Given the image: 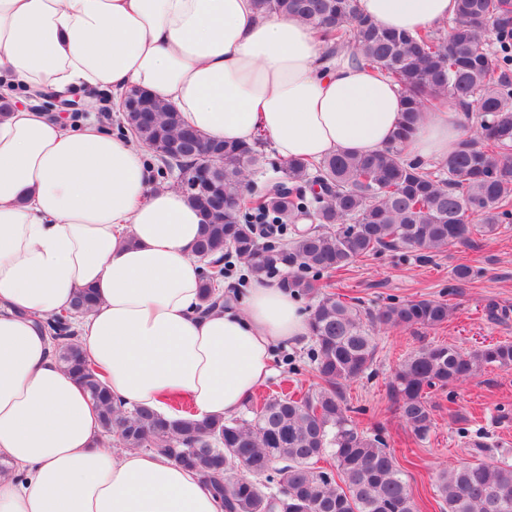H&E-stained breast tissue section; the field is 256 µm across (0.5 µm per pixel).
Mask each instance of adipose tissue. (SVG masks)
Returning <instances> with one entry per match:
<instances>
[{
    "label": "adipose tissue",
    "instance_id": "ef3b65f1",
    "mask_svg": "<svg viewBox=\"0 0 512 512\" xmlns=\"http://www.w3.org/2000/svg\"><path fill=\"white\" fill-rule=\"evenodd\" d=\"M457 0H358L379 27L434 31ZM136 88L208 137L282 160L391 144L398 86L304 21L254 0H0V512H218L201 478L149 451L108 450L99 413L59 364L44 323L79 289L74 327L113 396L168 414L234 416L272 374L276 346L309 336L298 298L265 279L204 311L192 250L203 217L160 184L146 149L100 121L69 124L19 95ZM464 135L455 103L402 143L440 160Z\"/></svg>",
    "mask_w": 512,
    "mask_h": 512
}]
</instances>
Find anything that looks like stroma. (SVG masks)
I'll return each mask as SVG.
<instances>
[{
  "label": "stroma",
  "mask_w": 512,
  "mask_h": 512,
  "mask_svg": "<svg viewBox=\"0 0 512 512\" xmlns=\"http://www.w3.org/2000/svg\"><path fill=\"white\" fill-rule=\"evenodd\" d=\"M460 263L480 267L481 276L460 285L451 277ZM326 291L365 307L378 309L393 300H448L446 324L435 329L392 328L377 336V355L370 373L346 388L356 419L364 431L383 427L409 482L418 512H440L435 476L443 468L470 461L464 441L484 445L481 459L512 461V369H487L462 384L438 393L435 426L429 439L416 440L399 420L389 398L387 382L399 361L429 342L451 343L468 353L497 341H512V222L497 234L471 246L448 247L422 260L401 251H388L354 263L325 285ZM311 341L278 346L274 374L261 394L278 391L287 381L306 388L314 381L307 357Z\"/></svg>",
  "instance_id": "obj_1"
}]
</instances>
